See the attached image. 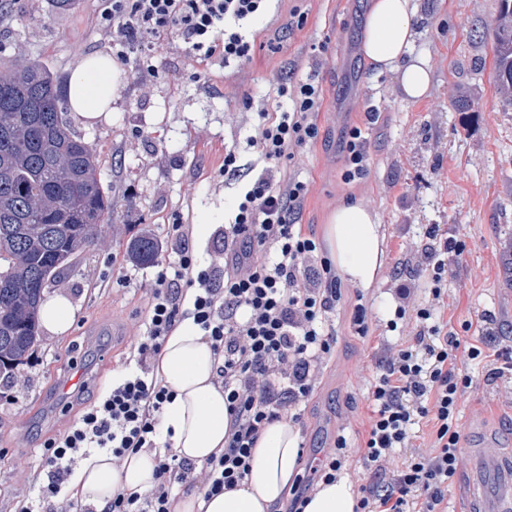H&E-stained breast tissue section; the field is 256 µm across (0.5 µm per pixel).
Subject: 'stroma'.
Here are the masks:
<instances>
[{
  "label": "stroma",
  "mask_w": 512,
  "mask_h": 512,
  "mask_svg": "<svg viewBox=\"0 0 512 512\" xmlns=\"http://www.w3.org/2000/svg\"><path fill=\"white\" fill-rule=\"evenodd\" d=\"M369 0H279L274 17L254 20L253 60L215 64L208 84L194 81L201 63L178 39L158 49L152 70L122 69L112 120L73 132L99 155L101 187L112 205L111 223L98 226L93 243L53 285L67 293L75 317L63 336L41 334L34 364L0 378V512H15L29 495L43 437L62 432L82 405L93 404L125 367L130 346L144 331L145 292L159 264L167 263L174 218L189 224L194 252L211 261L223 242L243 180L258 154L247 143L254 125L245 96L262 97L290 63L296 78L319 81L325 104L321 137L295 164L311 192L300 219L322 236L328 214L360 200L377 215L384 237L382 270L365 290L343 284L330 320L336 347L304 410L300 464L344 435L353 486L372 473L360 456L368 425V383L377 371V344L396 298L395 279H414V307L432 298V282L415 278L413 265L427 242L428 225L463 241L448 261L440 308L448 333L463 336L465 323L494 320L493 348L512 357V281L503 268L512 242V104L493 79L492 29L498 0H416L419 23L414 54L428 59L433 79L419 101L403 98L396 73H379L365 59L362 36ZM97 0H6L0 14V54L17 64L35 62L65 85L78 58L111 53L112 34L98 23ZM307 16L289 32L293 11ZM323 42L327 51L313 55ZM379 113L368 134L367 176L344 183L337 142L340 130ZM237 146L245 169L224 179V150ZM153 235L157 261L138 265L125 253L130 238ZM368 307V336L353 323L357 300ZM492 361L472 364L474 385L459 402L461 466L443 502L464 512L463 488L475 462L469 444L481 436L512 449V378L490 376Z\"/></svg>",
  "instance_id": "stroma-1"
}]
</instances>
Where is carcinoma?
I'll list each match as a JSON object with an SVG mask.
<instances>
[{"label":"carcinoma","mask_w":512,"mask_h":512,"mask_svg":"<svg viewBox=\"0 0 512 512\" xmlns=\"http://www.w3.org/2000/svg\"><path fill=\"white\" fill-rule=\"evenodd\" d=\"M494 78L512 90V0H500ZM56 80L38 64L0 63V374L12 375L38 341L44 272L76 260L110 204L97 154L62 118ZM157 241L132 239L126 253L155 262Z\"/></svg>","instance_id":"obj_1"}]
</instances>
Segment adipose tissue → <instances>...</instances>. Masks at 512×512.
I'll use <instances>...</instances> for the list:
<instances>
[{
	"label": "adipose tissue",
	"mask_w": 512,
	"mask_h": 512,
	"mask_svg": "<svg viewBox=\"0 0 512 512\" xmlns=\"http://www.w3.org/2000/svg\"><path fill=\"white\" fill-rule=\"evenodd\" d=\"M417 9L413 0H370L362 53L372 66L398 72L410 100L422 98L430 85V65L413 55ZM120 69L106 53L82 56L66 88L75 118L92 126L109 122L119 87ZM329 256L345 280L358 288L373 285L382 267L383 239L375 214L360 203L336 208L323 229ZM217 358L192 319H184L166 337L156 375L173 393L161 420L163 442L171 454L196 465L224 449L231 417L216 375ZM299 431L285 420L268 425L252 450L251 470L231 491L212 496L199 489L181 494L172 512H272L287 496L297 474ZM155 455L149 451L116 459L106 453L84 458L74 471L71 490L79 505L104 512L118 492L144 494L156 485ZM357 494L340 478L319 483L302 512H355Z\"/></svg>",
	"instance_id": "obj_1"
}]
</instances>
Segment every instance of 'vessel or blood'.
Here are the masks:
<instances>
[{"instance_id":"vessel-or-blood-1","label":"vessel or blood","mask_w":512,"mask_h":512,"mask_svg":"<svg viewBox=\"0 0 512 512\" xmlns=\"http://www.w3.org/2000/svg\"><path fill=\"white\" fill-rule=\"evenodd\" d=\"M472 454L477 470L468 484L466 512H512V453L486 440Z\"/></svg>"}]
</instances>
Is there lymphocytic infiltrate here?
Returning a JSON list of instances; mask_svg holds the SVG:
<instances>
[{
	"label": "lymphocytic infiltrate",
	"mask_w": 512,
	"mask_h": 512,
	"mask_svg": "<svg viewBox=\"0 0 512 512\" xmlns=\"http://www.w3.org/2000/svg\"><path fill=\"white\" fill-rule=\"evenodd\" d=\"M270 0H99L98 18L112 32V56L128 64L138 49L140 65L152 61L166 39L175 38L201 60L196 79H210L215 59L245 64L254 54L255 38L245 26L266 15ZM268 99L246 98L256 112L248 144L256 148L260 174L240 190L234 216L222 232L219 261L198 263L185 224L172 226L171 260L158 271L148 291L145 332L135 343L130 369L112 383L110 392L84 408L62 433L46 438L34 496L18 512H71L62 500L77 457L158 448L159 424L173 394L161 385L154 367L162 345L177 323L192 317L218 357L216 374L224 387L231 428L224 449L203 465L165 454L157 457L155 488L144 495L117 493L108 512H171L182 486L200 485L218 494L239 486L250 471L252 450L271 423L302 421L297 408L315 390L321 369L336 347L329 320L342 296L341 278L328 261L319 260L316 237L297 223L310 185L293 165L294 158L320 136L324 93L314 80L280 78ZM342 178L366 176L369 150L366 131L352 126L341 136ZM433 246L425 254L434 298H441L445 255H461L464 246L441 236L438 226L425 232ZM398 304L387 331L415 320L408 345L382 342L378 370L366 396L370 408L363 441V463L375 483L362 487L356 512H441L460 454L459 401L473 378L460 367L461 340L443 334L435 306L410 311L413 290L395 287ZM430 425L429 449L389 470L395 449L408 447L418 424ZM347 440L337 436L325 449L312 477L300 480L285 512H301L318 482L348 471Z\"/></svg>",
	"instance_id": "lymphocytic-infiltrate-1"
}]
</instances>
